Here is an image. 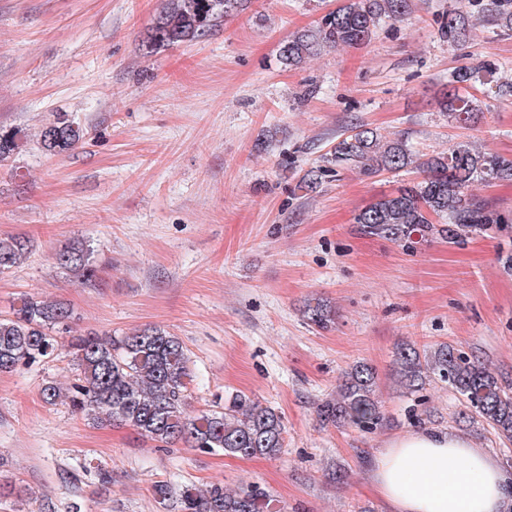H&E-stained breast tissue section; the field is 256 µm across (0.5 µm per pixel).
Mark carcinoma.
I'll return each instance as SVG.
<instances>
[{"label": "carcinoma", "instance_id": "carcinoma-1", "mask_svg": "<svg viewBox=\"0 0 512 512\" xmlns=\"http://www.w3.org/2000/svg\"><path fill=\"white\" fill-rule=\"evenodd\" d=\"M247 6L248 0H167L142 41L144 54L193 42ZM411 7V0H345L323 16L317 27L290 37L282 46L281 59L298 67L321 48L362 45L383 20H398ZM486 10L497 12L501 25L512 27V0H487ZM468 31L467 17L448 12L442 29L448 43L466 41ZM477 70V66L461 65L448 78L441 106L458 121L477 118L476 102L462 93ZM81 138L82 129L66 112L56 113L39 134L42 148L50 155L74 148ZM22 146L18 131L0 128V161L19 153ZM331 161L339 168L380 174L399 171L410 165L412 158L401 139L385 141L362 125L339 137ZM418 167L422 180L378 197L355 215L354 223L362 232L411 244L415 235L424 238L438 233L455 240L489 224L508 221L506 215L469 193V187L477 179L512 181V159L459 143ZM27 254L26 242L0 238V273L19 266ZM56 263L88 281L94 277L92 251L78 244L59 249ZM303 316L325 328L334 312L322 302H309ZM70 319V308L63 302L22 296L11 315L0 317V374L52 356L58 349L59 330L70 334L67 347L78 374L65 393L53 384L43 387L45 403L55 405L63 400L96 423L128 426L162 447L183 441L202 452L218 450L233 457L280 453L285 433L282 416L258 400L235 394L225 398L219 410L194 415L186 411L190 357L179 337L157 326L125 336L74 334ZM393 375L408 392L422 389L432 377L448 384L475 417L512 440V388L502 384L485 364L453 346L440 344L431 351L402 346L394 358ZM376 388L371 366L352 365L336 394L319 404L322 424L359 429L381 424ZM156 494L172 501L177 512H272L271 495L255 484L234 489L213 485L199 491L163 482L156 486Z\"/></svg>", "mask_w": 512, "mask_h": 512}]
</instances>
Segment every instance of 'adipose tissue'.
Segmentation results:
<instances>
[{"label": "adipose tissue", "instance_id": "1", "mask_svg": "<svg viewBox=\"0 0 512 512\" xmlns=\"http://www.w3.org/2000/svg\"><path fill=\"white\" fill-rule=\"evenodd\" d=\"M369 470L388 512H505L512 498L500 463L451 431L396 439Z\"/></svg>", "mask_w": 512, "mask_h": 512}]
</instances>
